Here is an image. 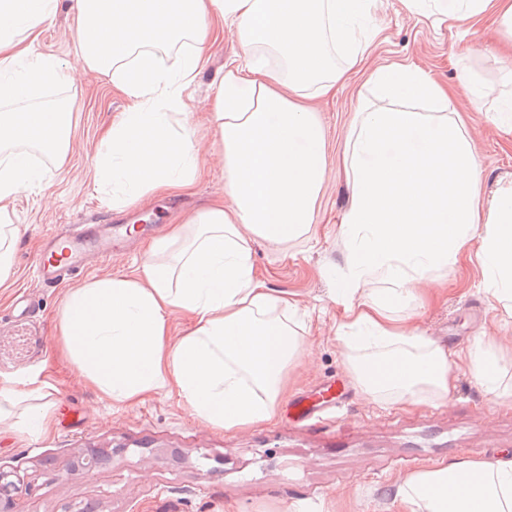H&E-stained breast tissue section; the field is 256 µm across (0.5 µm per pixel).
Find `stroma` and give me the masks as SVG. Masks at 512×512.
I'll return each instance as SVG.
<instances>
[{
	"label": "stroma",
	"instance_id": "stroma-1",
	"mask_svg": "<svg viewBox=\"0 0 512 512\" xmlns=\"http://www.w3.org/2000/svg\"><path fill=\"white\" fill-rule=\"evenodd\" d=\"M370 25L377 36L365 59L332 92L309 102L325 133L327 160L309 232L283 245L260 238L252 243L257 275L298 308L303 351L285 372L286 394L274 418L241 430L197 420L174 393L134 405L104 400L62 354L59 309L68 290L111 274L136 275L151 238H137L131 251L92 263L69 285L36 286L34 261L45 234L79 223L89 211L107 223L121 221L96 179L95 159L105 131L130 104L91 72L83 73L74 88L45 91L50 100L76 101L68 161L58 168L35 156L44 181L9 206L13 222L25 232L13 253V276L0 286V379L41 373L54 386L57 402L48 436H19L9 422L0 423V468L31 486L19 496L22 512H65L75 502L92 503L96 512H395L392 486L411 473L451 458L512 454V399L497 398L468 368L453 367L455 388L448 400L377 403L350 372L355 350L338 339L346 316L333 282L345 262L338 226L350 194L343 152L374 69L412 63L447 86L481 162L482 198L512 181V130L487 117L512 95L500 82L501 72L512 69V50L497 24L487 18L462 28H437L410 13L402 0H378ZM75 35L71 0H60L34 51L72 61ZM237 50L233 28H225L185 95L198 153L192 185L134 206L154 218L158 234L227 199L210 106L224 62ZM427 295L425 303L410 302L401 318L451 354L480 339L495 342L512 377V316L492 307L475 250L464 251L447 284L428 289ZM301 395L315 402L337 399L341 407L327 418L300 423L288 404ZM94 453L101 463L85 469L83 458Z\"/></svg>",
	"mask_w": 512,
	"mask_h": 512
}]
</instances>
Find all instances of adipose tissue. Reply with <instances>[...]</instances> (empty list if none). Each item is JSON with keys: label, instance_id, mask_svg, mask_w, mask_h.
Here are the masks:
<instances>
[{"label": "adipose tissue", "instance_id": "ef3b65f1", "mask_svg": "<svg viewBox=\"0 0 512 512\" xmlns=\"http://www.w3.org/2000/svg\"><path fill=\"white\" fill-rule=\"evenodd\" d=\"M60 0H0V283L21 237L8 201L38 187L32 152L64 164L71 101L47 88L75 71L107 77L132 101L113 122L96 158L99 181L119 209L159 190L189 185L196 154L185 116L218 19L234 27L240 53L228 58L212 121L224 156L228 203L198 210L152 240L138 275H115L73 289L60 307L62 351L104 397L134 404L174 392L201 421L224 430L268 422L288 365L302 351L297 310L259 279L251 242L285 243L305 234L325 173L321 125L306 100L327 95L368 48L376 0H73L76 62L32 53ZM432 24L495 13L512 36V0H402ZM345 147L349 204L338 233L346 269L336 281L346 306L344 343L372 337L350 369L370 398L395 404L447 399L453 376L444 349L417 334L399 312L417 285L448 275L478 242L485 291L512 315V183L481 203V167L451 100L421 68L376 69ZM193 321L178 340L168 316ZM488 388L512 397L493 351L458 353ZM50 384L34 373L0 380V419L19 435L53 425ZM468 473L475 481L457 484ZM398 512H512V455L456 458L393 485Z\"/></svg>", "mask_w": 512, "mask_h": 512}]
</instances>
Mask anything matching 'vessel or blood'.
<instances>
[{"label": "vessel or blood", "instance_id": "vessel-or-blood-1", "mask_svg": "<svg viewBox=\"0 0 512 512\" xmlns=\"http://www.w3.org/2000/svg\"><path fill=\"white\" fill-rule=\"evenodd\" d=\"M145 225L130 229L126 224H72L67 231L50 235L36 259L39 279L47 283L82 272L89 257L111 259L116 241L133 239Z\"/></svg>", "mask_w": 512, "mask_h": 512}]
</instances>
